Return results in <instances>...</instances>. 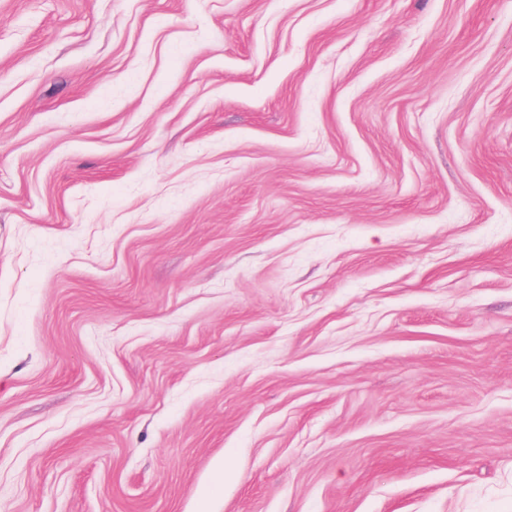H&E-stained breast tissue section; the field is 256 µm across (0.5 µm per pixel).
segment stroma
I'll return each instance as SVG.
<instances>
[{
  "label": "stroma",
  "instance_id": "1",
  "mask_svg": "<svg viewBox=\"0 0 512 512\" xmlns=\"http://www.w3.org/2000/svg\"><path fill=\"white\" fill-rule=\"evenodd\" d=\"M512 512V0H0V512Z\"/></svg>",
  "mask_w": 512,
  "mask_h": 512
}]
</instances>
